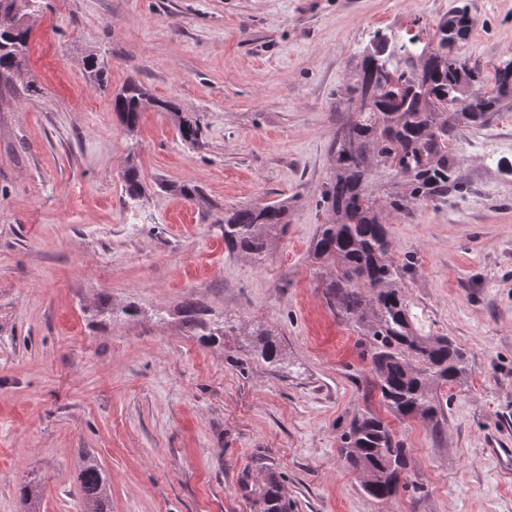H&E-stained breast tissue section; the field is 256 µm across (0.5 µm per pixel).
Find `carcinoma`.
Listing matches in <instances>:
<instances>
[{
	"instance_id": "cac0c4a2",
	"label": "carcinoma",
	"mask_w": 512,
	"mask_h": 512,
	"mask_svg": "<svg viewBox=\"0 0 512 512\" xmlns=\"http://www.w3.org/2000/svg\"><path fill=\"white\" fill-rule=\"evenodd\" d=\"M470 32L463 7L448 12L416 53L417 36L397 40L375 32L364 51L356 82L347 92L352 119L336 130L330 150L336 167L326 183L322 202L330 220L318 227L313 253L336 264V298L342 312L353 319L369 342V358L387 408L405 419L416 414L437 417L440 403L431 398L432 387L461 382L468 372L466 352L444 336H420L413 329L401 269L391 258L392 241L382 206L369 189L374 170L382 167L422 189L445 182L447 144L459 119L482 126L492 112L512 104V75L494 69V75L476 61L463 60L458 47ZM29 30L0 32V78L21 71L28 50ZM459 100L463 111H448ZM112 106L128 129L136 127L140 113L155 107L179 115L176 104L153 97L141 84L130 81L112 98ZM184 141L197 140L199 125L180 118ZM124 204L136 208L144 186L133 159L123 174ZM224 244L261 261L268 240L285 232L288 205L284 202L224 210ZM340 448L350 467L369 474L364 492L377 500L397 494L400 480L377 477L387 466L405 464V448L389 425L368 413L354 418L340 436ZM84 512H112L107 480L95 456L87 454L78 473ZM259 512H288L280 476L267 470L258 484L244 483ZM41 495L33 479L20 489L24 512Z\"/></svg>"
}]
</instances>
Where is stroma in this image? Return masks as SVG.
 <instances>
[{
  "label": "stroma",
  "instance_id": "obj_1",
  "mask_svg": "<svg viewBox=\"0 0 512 512\" xmlns=\"http://www.w3.org/2000/svg\"><path fill=\"white\" fill-rule=\"evenodd\" d=\"M463 5L461 55L511 58L512 0H41L23 80L0 83V512H23L33 476L39 512H82L87 450L112 512H256L241 479L267 468L288 512H512V471L486 453L512 445V110L458 124L442 191L372 179L414 329L469 355L467 379L433 392L442 416L389 418L336 270L311 249L373 32ZM131 81L199 120L197 144L151 107L127 130L112 96ZM130 160L148 224L124 205ZM273 201L288 226L265 260L229 252L225 209ZM189 302L223 340L200 341ZM260 329L279 361L256 354ZM368 412L406 448L385 501L340 450Z\"/></svg>",
  "mask_w": 512,
  "mask_h": 512
}]
</instances>
